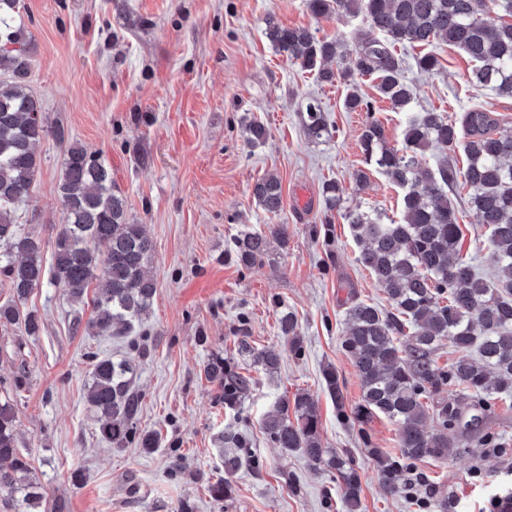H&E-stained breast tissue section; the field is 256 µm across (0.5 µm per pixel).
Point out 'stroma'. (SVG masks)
<instances>
[{"mask_svg":"<svg viewBox=\"0 0 512 512\" xmlns=\"http://www.w3.org/2000/svg\"><path fill=\"white\" fill-rule=\"evenodd\" d=\"M22 3L30 88L50 133L37 145L40 166L19 221L52 254L67 217L58 192L65 145L78 143L111 169L130 221L151 238L146 272L156 284L149 315L123 336L72 333L74 317L91 318L93 297L77 301L49 283L25 302L40 317L38 335L0 326V381L16 410V446L44 487L35 512H54L60 501L64 512H180L185 500L194 512H345L335 473L277 448L261 428L281 399L300 391L319 400L323 447L352 458L363 512H481L512 486V397L499 401L488 420L504 452L474 454L456 440L452 460L405 463L403 479L423 475L425 487L391 495L370 450L398 455L396 425L380 415L363 428L339 418L324 388L322 372L334 367L347 407L359 402L361 381L342 348L347 300L354 294L382 308L388 301L357 262L349 225L328 217L322 186L338 182L344 206L389 217L400 212L401 192L374 171L357 184L366 114L344 109L345 85L321 83L277 53L264 28L271 16L349 42L360 21L314 19L306 0ZM436 53L438 71L406 73L414 111L455 117L477 104L512 132V99L473 86V64L459 49L443 45ZM311 97L327 112L331 137L306 134L300 109ZM246 117L266 127L263 143L247 145ZM58 129L64 139L55 137ZM271 172L284 193L276 215L251 195ZM467 199L463 188L452 197L462 251L492 279L498 270L488 232ZM276 224L285 226L286 243L271 241L255 263L236 260L239 235ZM287 311L295 313L303 341L298 357L278 328ZM244 339L251 352L241 351ZM265 351L279 355L276 373L258 363ZM96 355L137 364V429L158 433L154 450L101 438L86 402ZM215 355L254 380L236 409L225 408L222 388L202 372ZM228 424L247 439L242 464L229 475L217 444ZM219 480L228 489L217 500L208 486Z\"/></svg>","mask_w":512,"mask_h":512,"instance_id":"35a3bbf8","label":"stroma"}]
</instances>
